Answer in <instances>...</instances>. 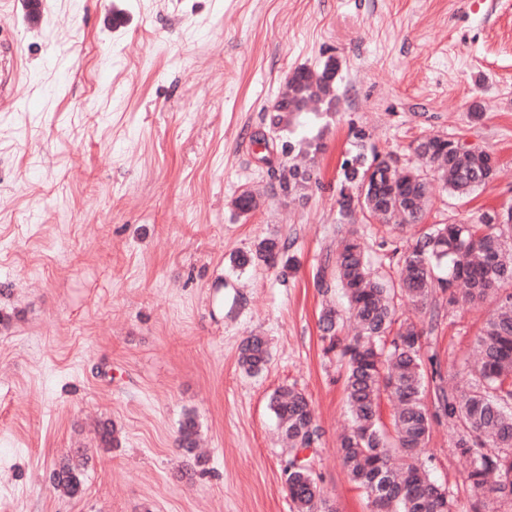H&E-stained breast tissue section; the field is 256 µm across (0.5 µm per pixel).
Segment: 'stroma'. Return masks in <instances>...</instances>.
I'll return each mask as SVG.
<instances>
[{"label":"stroma","instance_id":"stroma-1","mask_svg":"<svg viewBox=\"0 0 512 512\" xmlns=\"http://www.w3.org/2000/svg\"><path fill=\"white\" fill-rule=\"evenodd\" d=\"M331 56L333 109L275 116L291 72ZM429 134L490 153L497 175L465 198L434 183L427 224L512 207V0H0V512H297L269 407L288 386L311 401L330 505L371 512L337 454L345 367L318 328L342 302L336 199L356 151L412 167ZM297 163L316 180L291 194ZM354 228L396 279L406 233L361 212ZM275 237L289 268L235 264ZM433 302L426 343L453 373L489 307ZM252 334L270 351L256 375L239 363ZM189 415L207 459L192 475ZM454 438L434 423L420 457L474 512ZM78 448L72 498L50 476ZM197 423L191 416H187L181 423L178 437L176 439L177 446L187 456H192L196 447Z\"/></svg>","mask_w":512,"mask_h":512}]
</instances>
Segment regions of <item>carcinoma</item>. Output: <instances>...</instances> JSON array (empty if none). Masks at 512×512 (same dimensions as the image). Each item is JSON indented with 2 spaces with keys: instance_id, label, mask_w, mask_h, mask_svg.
<instances>
[{
  "instance_id": "obj_1",
  "label": "carcinoma",
  "mask_w": 512,
  "mask_h": 512,
  "mask_svg": "<svg viewBox=\"0 0 512 512\" xmlns=\"http://www.w3.org/2000/svg\"><path fill=\"white\" fill-rule=\"evenodd\" d=\"M335 101V80L323 69L301 67L288 78L273 111L301 112L312 103L329 110ZM414 153L457 196L487 184L496 172L490 154L461 150L444 136L418 140ZM430 198L431 184L419 170L400 171L390 158L375 155L368 162L360 154L338 192L340 223L347 224L360 208L382 224L415 226L423 223ZM500 225L512 228V207L502 214L483 213L479 224L434 225L403 249H394L399 267L395 286L373 271L355 230H347L340 241L334 268L354 335H339L345 318L334 308L323 310L319 326L328 350L346 365L351 425L341 437L340 457L375 512H457L453 495L431 478L418 454L433 422L442 418L456 428L454 447L468 462L466 481L472 491L488 504L512 503V245ZM287 250L279 239H263L254 250L238 254L236 263L281 262L286 268ZM439 291L448 295L452 309L494 302L475 339L462 390L448 385L423 342L438 326L439 314L431 311L427 320L396 319L398 298L424 311ZM239 361L248 373L261 371L268 361L266 339L246 337ZM385 398L394 403L390 430L382 418ZM270 408L292 453L315 442L317 429L304 393L283 387L272 396ZM197 433L195 419L186 417L176 439L184 454H194ZM88 462L84 454L81 461L54 469V489L69 497L81 495ZM287 491L297 512H332L309 467L288 470Z\"/></svg>"
}]
</instances>
